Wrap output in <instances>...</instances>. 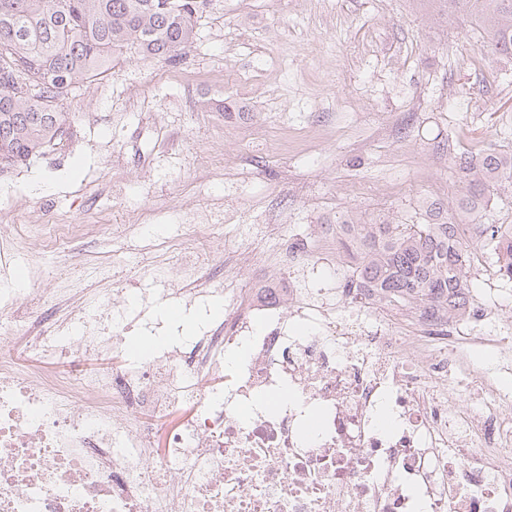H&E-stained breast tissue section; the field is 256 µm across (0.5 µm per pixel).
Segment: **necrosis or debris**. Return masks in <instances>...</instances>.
I'll list each match as a JSON object with an SVG mask.
<instances>
[{
  "label": "necrosis or debris",
  "mask_w": 512,
  "mask_h": 512,
  "mask_svg": "<svg viewBox=\"0 0 512 512\" xmlns=\"http://www.w3.org/2000/svg\"><path fill=\"white\" fill-rule=\"evenodd\" d=\"M233 217L186 214L187 300L213 295L204 254ZM127 330L41 288L0 299V512H512V390L473 361L491 351L512 372L497 307L392 313L374 291L283 273L225 289L215 327L136 369L45 368L121 352ZM31 347L43 364L19 361Z\"/></svg>",
  "instance_id": "necrosis-or-debris-1"
}]
</instances>
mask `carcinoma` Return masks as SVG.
<instances>
[{"label": "carcinoma", "instance_id": "1", "mask_svg": "<svg viewBox=\"0 0 512 512\" xmlns=\"http://www.w3.org/2000/svg\"><path fill=\"white\" fill-rule=\"evenodd\" d=\"M213 0H0V170L25 164L62 142L63 101L77 84L112 69L132 49L158 60L181 54ZM471 18L489 49L512 58V0H448ZM464 192L444 219L424 224H349L358 256L347 288H372L385 303L470 308L473 282L464 227L512 280V227L483 223L494 193L512 189V151L454 157Z\"/></svg>", "mask_w": 512, "mask_h": 512}]
</instances>
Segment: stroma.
I'll use <instances>...</instances> for the list:
<instances>
[{"label":"stroma","mask_w":512,"mask_h":512,"mask_svg":"<svg viewBox=\"0 0 512 512\" xmlns=\"http://www.w3.org/2000/svg\"><path fill=\"white\" fill-rule=\"evenodd\" d=\"M191 76L210 88L189 103ZM64 109L67 140L0 172V226L21 231L14 270L89 317L109 305L127 345L153 336L164 353L213 321L211 303L170 292L185 208L230 202L244 220L223 236L236 288L295 272L285 244L318 225L424 223V202L451 207L462 191L454 156L512 150V59L448 0H214L185 53L120 55ZM52 219L73 251L57 249ZM469 244L474 305L512 315V280Z\"/></svg>","instance_id":"35a3bbf8"}]
</instances>
